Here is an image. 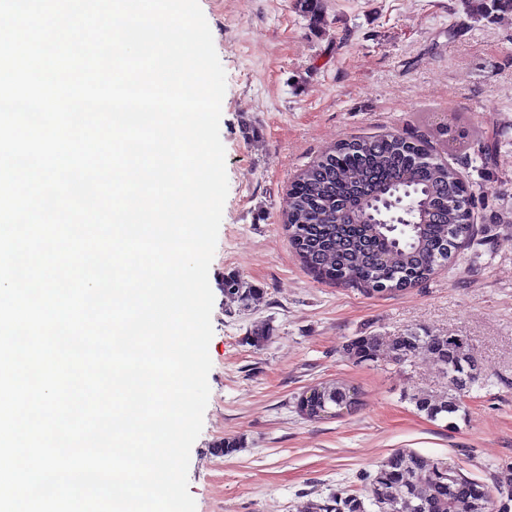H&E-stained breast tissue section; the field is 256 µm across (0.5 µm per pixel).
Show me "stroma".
I'll list each match as a JSON object with an SVG mask.
<instances>
[{"mask_svg": "<svg viewBox=\"0 0 512 512\" xmlns=\"http://www.w3.org/2000/svg\"><path fill=\"white\" fill-rule=\"evenodd\" d=\"M199 0L226 72L220 137L229 192L209 269L210 396L191 448L196 512H306L398 449L454 460L493 483L512 467V13L472 19L468 0ZM396 131L424 140L474 193L477 233L422 285L367 293L314 278L281 207L301 169L338 140ZM256 287L227 305L226 279ZM273 330L263 346L249 334ZM466 339L486 370L448 420L413 400L443 393L432 355L358 363L356 336L406 330ZM336 380L361 389L349 414L313 420L298 397ZM237 444L221 455L222 441Z\"/></svg>", "mask_w": 512, "mask_h": 512, "instance_id": "1", "label": "stroma"}]
</instances>
